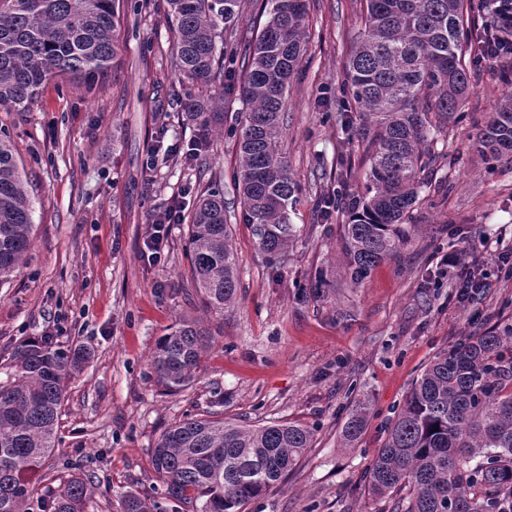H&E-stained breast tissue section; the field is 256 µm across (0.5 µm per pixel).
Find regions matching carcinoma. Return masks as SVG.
<instances>
[{
    "instance_id": "1",
    "label": "carcinoma",
    "mask_w": 512,
    "mask_h": 512,
    "mask_svg": "<svg viewBox=\"0 0 512 512\" xmlns=\"http://www.w3.org/2000/svg\"><path fill=\"white\" fill-rule=\"evenodd\" d=\"M175 31L174 91L195 132L199 161L224 124V87L237 92L238 190L260 246L278 254L294 237L290 212L300 187L280 139L288 87L305 50L306 0H262L256 39L246 44L242 79L224 73V34L241 0H165ZM473 0H366V19L345 74V97L363 121L369 154L365 191L336 199L348 211L342 246L350 278L409 241L422 187L448 158L432 150L450 123L466 118ZM119 0H0V108L22 111L48 80L82 79L88 89L117 55ZM472 147L487 161L512 154V96L488 113ZM31 201L9 139L0 136V279L22 263L32 241ZM190 277L203 305L224 312L239 278L224 189L198 194L187 224ZM210 344L199 321L184 318L153 354L157 382L180 391L195 380ZM92 353L27 340L14 354L16 378L0 386V512H28L32 476L55 447L66 383ZM370 415L359 401L342 428L351 447ZM313 445L306 426L255 424L215 414L168 427L151 449L165 494L194 512H242L281 483ZM368 493L392 512H512V327L469 336L428 364L389 424L365 478ZM90 492L68 480L50 512H85ZM123 512H155L128 492Z\"/></svg>"
}]
</instances>
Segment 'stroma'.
Here are the masks:
<instances>
[{
  "label": "stroma",
  "mask_w": 512,
  "mask_h": 512,
  "mask_svg": "<svg viewBox=\"0 0 512 512\" xmlns=\"http://www.w3.org/2000/svg\"><path fill=\"white\" fill-rule=\"evenodd\" d=\"M307 3L281 138L301 202L278 260L260 247L236 191V95L224 99L206 164L148 156L157 141L185 144L194 134L171 96L178 78L165 0H122L118 54L94 90L54 78L26 110H0V135L33 204L31 247L0 283V385L14 380L25 340L94 352L68 382L55 449L37 474L43 498L76 474L92 485L86 512H121L131 490L158 512H189L166 497L149 450L175 422L217 413L296 421L314 434L287 478L244 512H392L363 475L413 380L466 336L512 326V279L498 262L512 253V155L490 166L471 150L477 124L504 97L501 66L474 65L467 118L437 143L448 162L420 193L409 242L356 285L342 253L347 215L321 205L362 192L369 170L359 114L340 107L366 2ZM214 180L240 270L237 301L221 314L191 286L186 225L171 226L161 261L144 245L156 213ZM451 251L480 268L484 286L471 305L458 303V273L441 264ZM187 316L209 326L212 346L195 381L170 392L156 382L152 352ZM358 398L374 414L348 448L341 431Z\"/></svg>",
  "instance_id": "stroma-1"
}]
</instances>
